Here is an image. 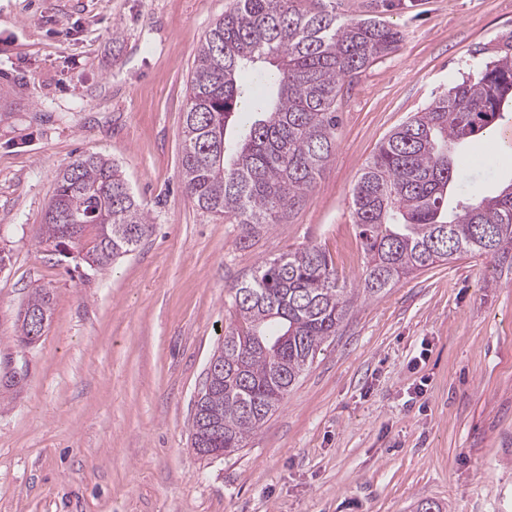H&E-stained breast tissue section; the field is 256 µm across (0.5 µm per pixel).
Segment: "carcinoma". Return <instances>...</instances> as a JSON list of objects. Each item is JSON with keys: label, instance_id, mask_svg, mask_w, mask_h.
I'll list each match as a JSON object with an SVG mask.
<instances>
[{"label": "carcinoma", "instance_id": "1", "mask_svg": "<svg viewBox=\"0 0 512 512\" xmlns=\"http://www.w3.org/2000/svg\"><path fill=\"white\" fill-rule=\"evenodd\" d=\"M400 33L374 18L342 21L296 0H234L195 57L182 129L185 189L202 211L251 233L277 224L315 185L336 144L345 79L387 54ZM250 72L259 91L240 95ZM512 102V44L400 125L380 144L352 192L366 266L349 288L332 260L307 246L265 261L232 289L231 322L191 419V448L221 458L279 409L288 391L357 299L462 255L512 265V182L494 195L454 199L466 166L460 146L491 137ZM153 230L122 172L101 155L80 156L57 179L39 229L68 256L105 268ZM53 294L37 289L24 311L50 318ZM19 342L42 336L19 316Z\"/></svg>", "mask_w": 512, "mask_h": 512}]
</instances>
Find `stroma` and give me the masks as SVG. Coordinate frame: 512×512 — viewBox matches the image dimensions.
I'll use <instances>...</instances> for the list:
<instances>
[{
	"instance_id": "obj_1",
	"label": "stroma",
	"mask_w": 512,
	"mask_h": 512,
	"mask_svg": "<svg viewBox=\"0 0 512 512\" xmlns=\"http://www.w3.org/2000/svg\"><path fill=\"white\" fill-rule=\"evenodd\" d=\"M232 3L0 0V512H512V267L491 258L356 301L245 448L191 449L230 289L308 245L355 287L363 167L512 37V0H299L402 40L340 101L335 151L302 204L246 239L195 206L181 172L195 54ZM90 154L119 165L154 226L105 269L39 238L60 171ZM511 182L512 164L477 163L453 191ZM38 288L53 313L21 349ZM28 321H32L35 326L39 328H43L45 326V320H41L39 316L32 314L31 312L27 314ZM26 318V314L23 313L20 314L18 322H20V325L18 327V332L20 333L19 342L27 347L33 343H35L39 338L42 336V332L35 331L33 327L30 326V323H28Z\"/></svg>"
}]
</instances>
